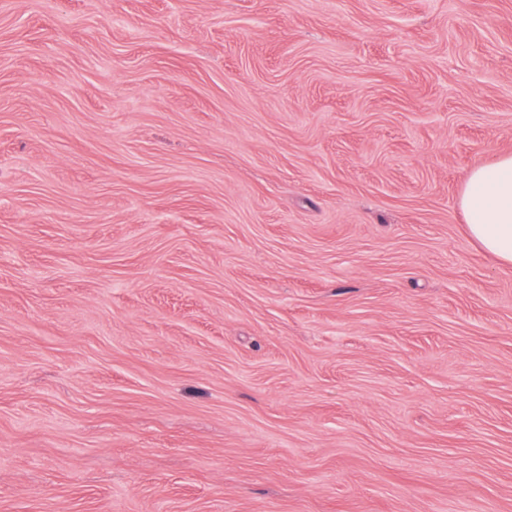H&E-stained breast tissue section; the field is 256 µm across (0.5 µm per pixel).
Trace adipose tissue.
<instances>
[{"label": "adipose tissue", "instance_id": "ef3b65f1", "mask_svg": "<svg viewBox=\"0 0 512 512\" xmlns=\"http://www.w3.org/2000/svg\"><path fill=\"white\" fill-rule=\"evenodd\" d=\"M458 204L470 237L499 264L512 266V154L473 167Z\"/></svg>", "mask_w": 512, "mask_h": 512}]
</instances>
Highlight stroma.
I'll return each mask as SVG.
<instances>
[{"mask_svg": "<svg viewBox=\"0 0 512 512\" xmlns=\"http://www.w3.org/2000/svg\"><path fill=\"white\" fill-rule=\"evenodd\" d=\"M512 0H0V512H512ZM458 204L470 237L499 264L512 266V154L473 167Z\"/></svg>", "mask_w": 512, "mask_h": 512, "instance_id": "stroma-1", "label": "stroma"}]
</instances>
